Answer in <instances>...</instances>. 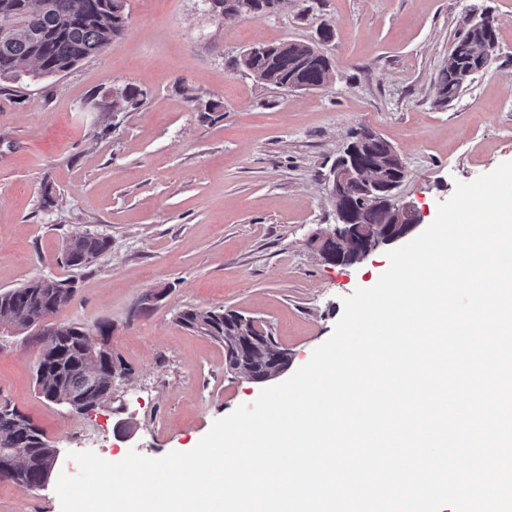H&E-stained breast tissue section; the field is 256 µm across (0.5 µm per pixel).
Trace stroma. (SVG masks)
<instances>
[{"label": "stroma", "instance_id": "obj_1", "mask_svg": "<svg viewBox=\"0 0 512 512\" xmlns=\"http://www.w3.org/2000/svg\"><path fill=\"white\" fill-rule=\"evenodd\" d=\"M498 20L495 59L458 98L435 83L466 17ZM121 39L55 77L0 79V290L42 277L76 291L50 325L112 323L126 381L85 412L40 398L38 329L0 335V403L28 416L61 456L122 460L191 450L261 384L227 370L224 346L177 321L187 308L254 317L297 369L325 342L342 299L373 286L384 250L340 266L312 235L334 223L322 179L350 134L372 129L403 156L401 202L431 223L456 181L512 161V0H285L275 14L221 17L205 0H127ZM335 58L323 91H284L231 67L247 48L318 43ZM142 91L134 109L112 94ZM87 232L112 247L86 269L58 263ZM168 294L132 309L148 289ZM133 419L131 440L116 425ZM0 512H60L53 486L0 481Z\"/></svg>", "mask_w": 512, "mask_h": 512}]
</instances>
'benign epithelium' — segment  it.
<instances>
[{
  "label": "benign epithelium",
  "instance_id": "benign-epithelium-1",
  "mask_svg": "<svg viewBox=\"0 0 512 512\" xmlns=\"http://www.w3.org/2000/svg\"><path fill=\"white\" fill-rule=\"evenodd\" d=\"M211 12L228 17L242 14L239 0H204ZM468 22L484 30L486 39L475 56L476 65L462 73L463 81L483 71L496 54L498 44L491 37L496 19L487 13ZM407 165L400 152L389 142H380L378 154L368 152L360 136L351 140L340 151L326 176L336 223L312 236L320 257L331 264L349 265L363 260L379 248L392 246L413 235L420 226L417 212L399 200V188L407 177ZM380 209L386 215L383 224H370L364 218L368 209ZM167 289L145 292L137 302L136 310L155 307L162 301ZM270 356L277 369L269 375L242 374L253 382L263 383L280 376L289 364L288 353L274 349Z\"/></svg>",
  "mask_w": 512,
  "mask_h": 512
}]
</instances>
